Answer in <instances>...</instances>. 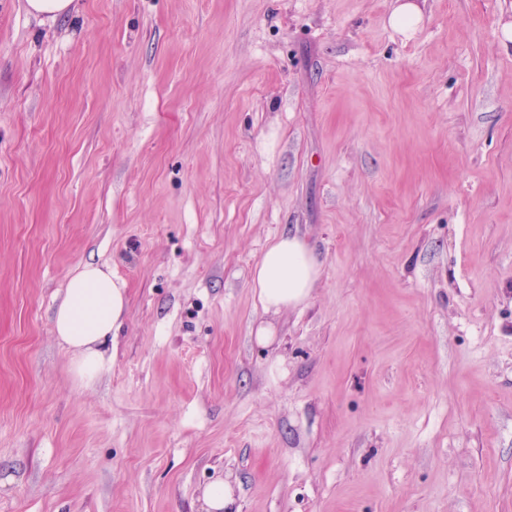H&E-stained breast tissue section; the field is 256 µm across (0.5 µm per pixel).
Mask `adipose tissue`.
I'll list each match as a JSON object with an SVG mask.
<instances>
[{
	"label": "adipose tissue",
	"instance_id": "obj_1",
	"mask_svg": "<svg viewBox=\"0 0 512 512\" xmlns=\"http://www.w3.org/2000/svg\"><path fill=\"white\" fill-rule=\"evenodd\" d=\"M321 267L304 239L283 234L267 245L252 271L251 286L265 312L297 308L311 298ZM126 307L124 284L109 269L90 263L70 277L52 325L80 385L92 384L109 363L105 346L121 324Z\"/></svg>",
	"mask_w": 512,
	"mask_h": 512
}]
</instances>
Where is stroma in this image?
<instances>
[{"mask_svg": "<svg viewBox=\"0 0 512 512\" xmlns=\"http://www.w3.org/2000/svg\"><path fill=\"white\" fill-rule=\"evenodd\" d=\"M0 0V512H512V0ZM294 232L322 272L263 312ZM128 307L77 387L81 265ZM272 327L258 346L253 332ZM74 0H25V9L34 16L48 15L54 20L73 9ZM421 18V11L417 3H401L393 12L391 24L403 31L411 30ZM321 261L297 234H282L266 247L251 276L263 310L278 313L305 305L321 274ZM202 500L205 512H226L233 502L232 491L224 485V480L218 479L207 486L202 492Z\"/></svg>", "mask_w": 512, "mask_h": 512, "instance_id": "35a3bbf8", "label": "stroma"}]
</instances>
